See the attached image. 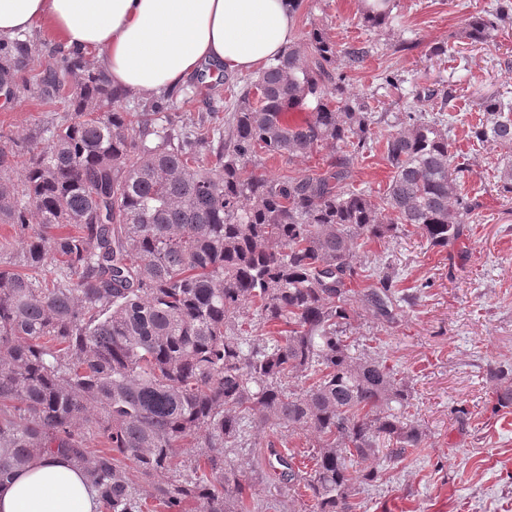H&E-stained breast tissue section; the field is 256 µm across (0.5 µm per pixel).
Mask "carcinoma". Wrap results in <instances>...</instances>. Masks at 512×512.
Instances as JSON below:
<instances>
[{
    "mask_svg": "<svg viewBox=\"0 0 512 512\" xmlns=\"http://www.w3.org/2000/svg\"><path fill=\"white\" fill-rule=\"evenodd\" d=\"M361 2L364 26L388 24L393 0ZM511 23L500 0L463 37L484 43ZM340 52L354 68L369 56L312 29L244 82L227 128L186 131L157 124L162 101L130 111L81 53L37 79L30 44L0 40V87L34 83L64 112L24 144L0 133V224L13 230L0 236V481L56 454L88 473L105 512H144L140 480L161 512H274L284 489L298 512H357L379 471L353 462L424 448L402 373L348 336L354 303L388 327L421 290L399 295L386 267L364 273L360 251L404 225L446 250L479 204L455 164L451 91L383 138L382 197L352 187L381 119L335 72ZM476 107L471 138L505 152L496 171L511 194L512 101ZM293 109L308 118L289 123ZM328 147L318 173L258 172L264 155ZM247 426L313 434L310 470L270 441L276 479L244 474L230 452L252 455ZM90 434L110 449L90 453ZM184 448L200 452L181 473Z\"/></svg>",
    "mask_w": 512,
    "mask_h": 512,
    "instance_id": "1",
    "label": "carcinoma"
}]
</instances>
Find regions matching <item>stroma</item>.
I'll list each match as a JSON object with an SVG mask.
<instances>
[{
	"label": "stroma",
	"mask_w": 512,
	"mask_h": 512,
	"mask_svg": "<svg viewBox=\"0 0 512 512\" xmlns=\"http://www.w3.org/2000/svg\"><path fill=\"white\" fill-rule=\"evenodd\" d=\"M496 0H395L392 19L380 30L362 26L358 0H302L298 32L324 29L339 47L368 43L370 57L350 69L337 57L352 93L369 97L385 120L379 136L400 129L407 112L437 111V91L452 89L457 117L451 135L478 215L459 241L444 252L432 248L413 227L389 243L368 246L369 268L398 270L401 288L422 287L413 306H403L390 328L358 309L350 334L358 344L383 339L382 356L404 371L413 392L412 414L426 430L425 453L399 462L369 459L358 470H378L380 480L358 496L361 512H512V407L497 409L493 368L512 370V198L496 178L499 153L480 147L468 134L472 105L481 95L512 92V26L492 41L461 38L470 14ZM449 44L453 54L433 50ZM392 73L388 85L384 73ZM243 85L214 78L191 80L176 90L167 112L177 126L194 128L202 113L227 115ZM54 116L36 91L0 94V132L23 142ZM391 178L381 146L356 158L355 188L381 195Z\"/></svg>",
	"instance_id": "obj_1"
}]
</instances>
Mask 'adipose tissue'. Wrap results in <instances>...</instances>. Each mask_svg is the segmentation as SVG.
<instances>
[{"label":"adipose tissue","mask_w":512,"mask_h":512,"mask_svg":"<svg viewBox=\"0 0 512 512\" xmlns=\"http://www.w3.org/2000/svg\"><path fill=\"white\" fill-rule=\"evenodd\" d=\"M49 27L113 85L163 95L206 68L250 74L298 38L290 0H0V38ZM86 473L39 458L0 483V512H97Z\"/></svg>","instance_id":"1"}]
</instances>
